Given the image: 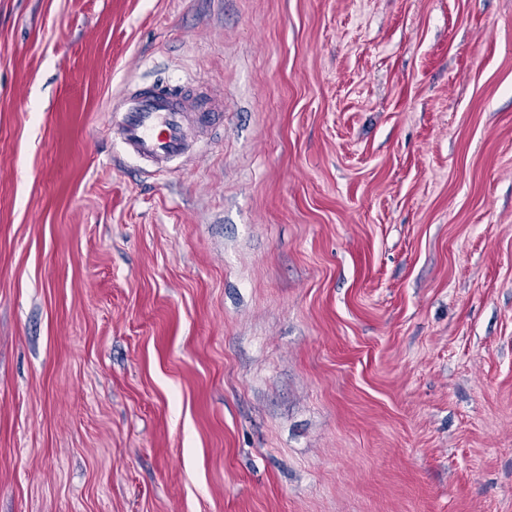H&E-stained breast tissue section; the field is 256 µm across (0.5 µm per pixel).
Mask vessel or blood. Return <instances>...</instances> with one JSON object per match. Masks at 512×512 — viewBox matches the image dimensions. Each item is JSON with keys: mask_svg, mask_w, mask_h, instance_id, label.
I'll list each match as a JSON object with an SVG mask.
<instances>
[{"mask_svg": "<svg viewBox=\"0 0 512 512\" xmlns=\"http://www.w3.org/2000/svg\"><path fill=\"white\" fill-rule=\"evenodd\" d=\"M204 118L191 103L187 84H129L112 102V137L144 174L160 176L186 156Z\"/></svg>", "mask_w": 512, "mask_h": 512, "instance_id": "b4317fda", "label": "vessel or blood"}]
</instances>
